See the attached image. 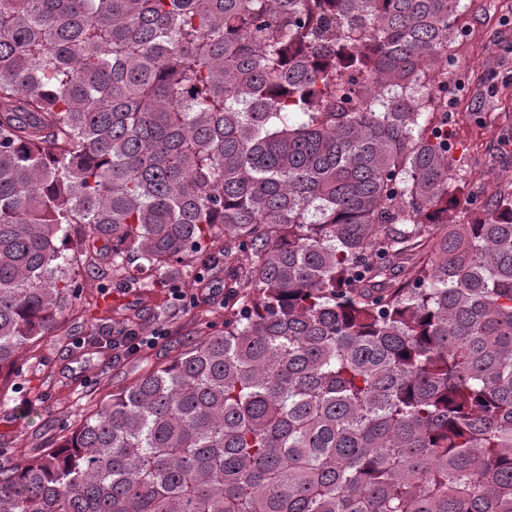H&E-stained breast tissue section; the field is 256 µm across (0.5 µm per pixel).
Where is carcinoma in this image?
<instances>
[{"label":"carcinoma","instance_id":"1","mask_svg":"<svg viewBox=\"0 0 512 512\" xmlns=\"http://www.w3.org/2000/svg\"><path fill=\"white\" fill-rule=\"evenodd\" d=\"M460 0H0V373L106 241L224 329L112 392L0 512H512V188L448 223Z\"/></svg>","mask_w":512,"mask_h":512}]
</instances>
